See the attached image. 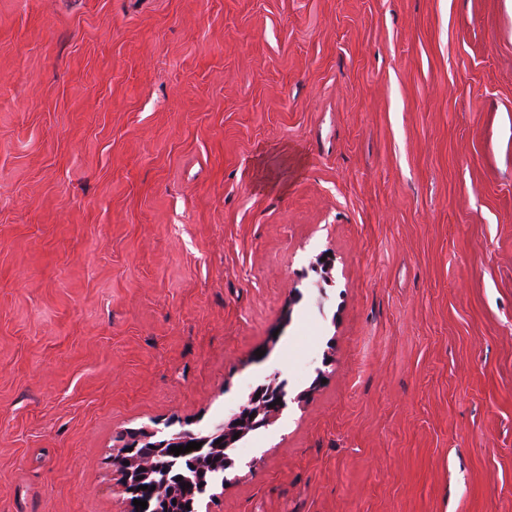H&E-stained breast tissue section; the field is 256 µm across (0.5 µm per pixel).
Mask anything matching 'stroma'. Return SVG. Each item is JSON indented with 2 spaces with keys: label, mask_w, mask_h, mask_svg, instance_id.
I'll list each match as a JSON object with an SVG mask.
<instances>
[{
  "label": "stroma",
  "mask_w": 512,
  "mask_h": 512,
  "mask_svg": "<svg viewBox=\"0 0 512 512\" xmlns=\"http://www.w3.org/2000/svg\"><path fill=\"white\" fill-rule=\"evenodd\" d=\"M272 379L215 512H512V0H0V512ZM285 387L286 385L285 383H283L280 385V387L276 390L275 393L271 391L268 394L267 401L262 400L263 396L260 397L259 400L258 398H255V395L259 394V391L256 393L252 392L250 395V400L247 403L240 405L238 407V411L234 412V414L231 416L232 419L230 420V422L240 420L252 428L268 426L277 418V416L287 406V391ZM278 397H281L280 402H276V399ZM265 402H268L270 404L276 402V405L267 409Z\"/></svg>",
  "instance_id": "1"
}]
</instances>
